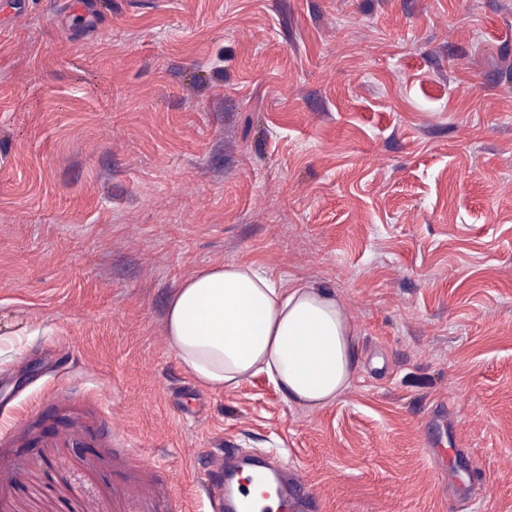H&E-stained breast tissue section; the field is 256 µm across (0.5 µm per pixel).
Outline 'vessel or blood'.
<instances>
[{"label": "vessel or blood", "instance_id": "1", "mask_svg": "<svg viewBox=\"0 0 512 512\" xmlns=\"http://www.w3.org/2000/svg\"><path fill=\"white\" fill-rule=\"evenodd\" d=\"M243 464L234 449L221 455H209L208 466L197 471L198 482L204 488L212 512H311L315 498L300 475H288L286 464L268 455L252 461L250 475H243ZM277 488V506L249 497L243 492L244 481Z\"/></svg>", "mask_w": 512, "mask_h": 512}]
</instances>
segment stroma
Here are the masks:
<instances>
[{
	"instance_id": "35a3bbf8",
	"label": "stroma",
	"mask_w": 512,
	"mask_h": 512,
	"mask_svg": "<svg viewBox=\"0 0 512 512\" xmlns=\"http://www.w3.org/2000/svg\"><path fill=\"white\" fill-rule=\"evenodd\" d=\"M0 0V512H207L199 449L318 512H512V0ZM332 291L336 403L200 388L202 267Z\"/></svg>"
}]
</instances>
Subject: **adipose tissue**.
Instances as JSON below:
<instances>
[{
  "label": "adipose tissue",
  "instance_id": "1",
  "mask_svg": "<svg viewBox=\"0 0 512 512\" xmlns=\"http://www.w3.org/2000/svg\"><path fill=\"white\" fill-rule=\"evenodd\" d=\"M166 334L202 385L231 389L263 375L288 402L323 409L349 388L357 330L314 283L277 282L247 263L207 266L172 292Z\"/></svg>",
  "mask_w": 512,
  "mask_h": 512
}]
</instances>
